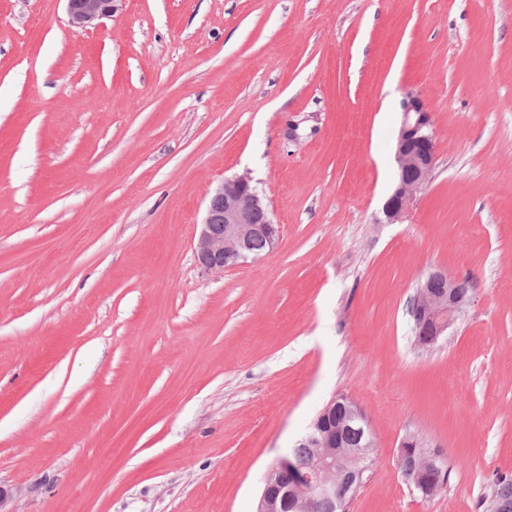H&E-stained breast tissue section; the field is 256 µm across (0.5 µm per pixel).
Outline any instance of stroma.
<instances>
[{
    "mask_svg": "<svg viewBox=\"0 0 512 512\" xmlns=\"http://www.w3.org/2000/svg\"><path fill=\"white\" fill-rule=\"evenodd\" d=\"M436 165L382 207L407 95ZM250 173L274 248L195 256ZM435 269L471 299L438 346ZM374 463L344 512H483L512 474V0H0V512H257L337 395ZM422 433L447 484L413 494ZM67 15L71 26L87 28L96 26L100 20L110 17L115 0H65ZM413 316L417 344L430 349L446 336L462 305L468 299L466 284L443 270L427 273L419 285ZM405 448L415 449L410 453ZM437 448V446H431L427 439L419 433L408 432L405 434L397 451V465L401 474L407 477L413 474L415 485L421 487L422 477L427 470L436 474L440 465L447 470V460ZM449 474V470L441 474L444 483L448 481Z\"/></svg>",
    "mask_w": 512,
    "mask_h": 512,
    "instance_id": "1",
    "label": "stroma"
}]
</instances>
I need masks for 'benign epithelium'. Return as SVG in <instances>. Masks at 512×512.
<instances>
[{"mask_svg":"<svg viewBox=\"0 0 512 512\" xmlns=\"http://www.w3.org/2000/svg\"><path fill=\"white\" fill-rule=\"evenodd\" d=\"M71 26L87 28L112 15L114 0H66ZM435 141L431 113L423 103L411 98L403 105V121L395 147L396 185L383 205L389 224L402 222L415 193L425 186L435 166ZM265 213V220L255 221V214ZM278 228L264 203V197L252 184L247 173L224 180L209 198L206 215L200 224L195 246L200 264L209 271L222 272L251 257L248 243L254 237L265 239L269 247L276 243ZM468 299L466 284L448 276L443 270L427 273L419 285L414 302L416 342L430 349L446 336L462 305ZM367 420L349 397L331 400L313 420L302 443L319 449L312 465L299 464L295 455L281 458L267 472L258 512H282L288 499L306 505L313 500H330L336 490L335 473L343 470L339 457L363 460L367 449L375 446L370 439L356 448L349 447L348 437L357 429L365 431ZM397 465L404 476H414L416 486L428 470L436 472L447 466L444 454L427 439L409 432L397 451ZM288 470L296 481L282 486L274 474Z\"/></svg>","mask_w":512,"mask_h":512,"instance_id":"7a95c632","label":"benign epithelium"}]
</instances>
